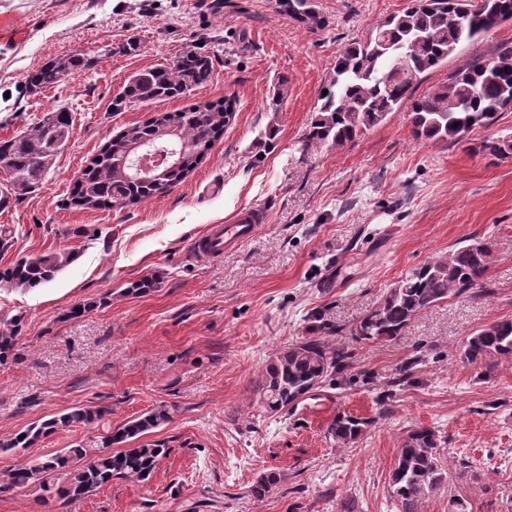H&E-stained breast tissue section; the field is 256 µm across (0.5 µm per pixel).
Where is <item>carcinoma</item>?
I'll return each mask as SVG.
<instances>
[{
	"label": "carcinoma",
	"mask_w": 512,
	"mask_h": 512,
	"mask_svg": "<svg viewBox=\"0 0 512 512\" xmlns=\"http://www.w3.org/2000/svg\"><path fill=\"white\" fill-rule=\"evenodd\" d=\"M277 11L310 31L328 24L314 0H275ZM512 22V0H408L397 14L380 22L365 41L352 42L336 56L328 79V93L303 138L304 148L343 145L382 123L402 104L410 103L408 116L416 139L459 142L475 128L491 125L499 113L512 106V40L502 43L490 59L461 64L448 81L418 97L414 85L420 75L437 68L458 46ZM94 57L66 55L27 74L25 88L36 92L62 81V77L92 66ZM213 57L186 50L172 61L136 73L112 103L121 112L139 104L182 98L207 86L213 78ZM288 94L287 81L273 88L266 101L271 119L262 147L273 145ZM234 111L225 101L192 104L175 112H162L150 120L127 127L112 138L98 158L81 170L72 191L73 200L87 207L123 208L167 195L192 171L224 132ZM72 130L70 112L58 108L18 135L0 141V162L8 167L11 186L0 189V204L40 190L67 145ZM147 146L174 148L184 162L161 168L149 181L128 172L132 156ZM499 158L512 157V139L481 144ZM72 260L65 252L20 258L0 270V282L18 288H36L51 282ZM493 261L487 243L475 241L448 251L432 262L412 269L388 289L374 310L351 329L359 340H393L423 311L439 302L459 297L485 285ZM20 321L0 330V364L13 355ZM462 361L489 366L500 358L512 360V321L491 323L476 331L462 346ZM352 354L323 336H309L288 346L271 360L258 386L272 412L288 408L317 391L350 367ZM111 414L104 405L74 407L33 424L0 443V455L27 449L44 436L77 427H98ZM171 420L169 408H156L114 429L107 427L89 445L67 448L31 460L6 472L10 488L34 487L48 499L73 501L96 492L114 478L150 477L166 449L140 438ZM371 422L338 413L328 434L339 444L353 443ZM437 435L428 427L411 430L403 440L392 472L394 495L405 512L442 483ZM64 475V483L57 482ZM280 475H261L253 494L261 497L276 487Z\"/></svg>",
	"instance_id": "carcinoma-1"
}]
</instances>
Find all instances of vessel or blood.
I'll return each mask as SVG.
<instances>
[{"label": "vessel or blood", "mask_w": 512, "mask_h": 512, "mask_svg": "<svg viewBox=\"0 0 512 512\" xmlns=\"http://www.w3.org/2000/svg\"><path fill=\"white\" fill-rule=\"evenodd\" d=\"M267 219L266 211L260 208L240 209L226 223L211 225L203 236L194 241L192 251L203 258L221 257L254 238L260 224L266 223Z\"/></svg>", "instance_id": "obj_1"}]
</instances>
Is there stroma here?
<instances>
[{"label":"stroma","instance_id":"stroma-1","mask_svg":"<svg viewBox=\"0 0 512 512\" xmlns=\"http://www.w3.org/2000/svg\"><path fill=\"white\" fill-rule=\"evenodd\" d=\"M406 4L317 0L329 25L312 32L274 0H0V140L58 107L73 117L43 187L0 206V226L15 237L0 269L46 252L73 255L41 287L0 285V324L21 321L17 357L0 365V441L76 406H108L114 427L172 409L146 436L168 450L148 480L115 479L67 504L9 489L0 512H403L391 477L418 426L435 431L444 465L417 512H512V361L478 368L460 358L477 330L512 320V158L480 148L512 136V109L458 143L414 139L402 107L354 142L303 146L337 53ZM510 40L507 23L462 44L416 94ZM196 47L214 58L206 87L111 110L136 72ZM78 53L98 56L97 66L26 92L29 71ZM282 75L288 100L276 144L258 161L265 100ZM223 99L237 103L223 135L165 197L122 209L72 203L80 171L126 126ZM250 206L268 213L253 239L219 259L192 256L208 225ZM466 240L492 244L481 292L427 309L396 339L351 336L401 276ZM146 278L153 288L124 295ZM79 304L88 312L70 317ZM321 324L352 352V367L270 412L259 376ZM420 353L425 364L401 378ZM340 412L371 421L347 447L327 433ZM97 435L51 434L0 456V476ZM464 464L473 472L463 477ZM271 470L279 484L255 497Z\"/></svg>","mask_w":512,"mask_h":512}]
</instances>
